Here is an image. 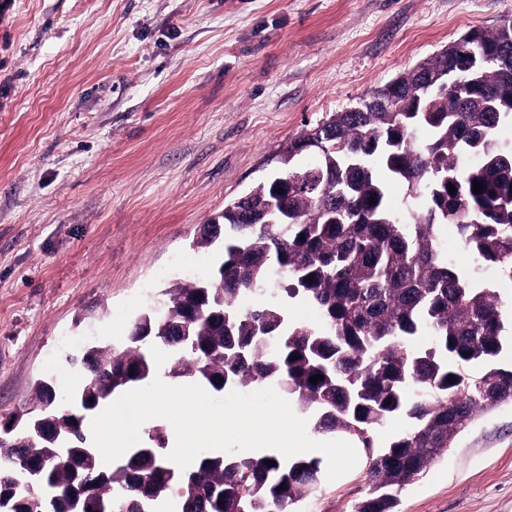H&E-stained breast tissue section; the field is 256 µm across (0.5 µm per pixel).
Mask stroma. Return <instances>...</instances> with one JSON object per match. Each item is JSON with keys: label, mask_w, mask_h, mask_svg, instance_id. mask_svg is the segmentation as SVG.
Wrapping results in <instances>:
<instances>
[{"label": "stroma", "mask_w": 512, "mask_h": 512, "mask_svg": "<svg viewBox=\"0 0 512 512\" xmlns=\"http://www.w3.org/2000/svg\"><path fill=\"white\" fill-rule=\"evenodd\" d=\"M512 0H0V421L69 357L206 276L202 224L280 149ZM364 462L305 512H352ZM399 512H512V403L481 414Z\"/></svg>", "instance_id": "35a3bbf8"}]
</instances>
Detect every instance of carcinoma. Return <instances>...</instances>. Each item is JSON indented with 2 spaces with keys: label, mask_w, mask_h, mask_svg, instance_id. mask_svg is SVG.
<instances>
[{
  "label": "carcinoma",
  "mask_w": 512,
  "mask_h": 512,
  "mask_svg": "<svg viewBox=\"0 0 512 512\" xmlns=\"http://www.w3.org/2000/svg\"><path fill=\"white\" fill-rule=\"evenodd\" d=\"M509 123L511 21L471 29L290 141L279 175L301 174L310 187L288 199V221L236 224L239 205L224 207L196 237L209 247L224 234L209 276L172 284L164 311L137 316L123 342L85 351L70 402L36 383L32 411L72 438L0 439V468L49 460L38 485L22 468L0 480V512H302L322 485L317 456L207 451L182 470L155 425L102 466L86 420L158 373L216 393L275 388L314 431L362 448L369 490L353 512H394L397 494L477 414L512 402V366L499 363L507 305L494 284L448 260L435 233L455 225L476 266L512 283V141L500 137ZM319 137L315 159L306 145ZM393 182L409 195L400 211L388 203ZM295 301L316 308L320 324L293 321ZM416 336L430 342L414 347ZM475 363L489 369L473 376ZM397 418L405 427L378 445Z\"/></svg>",
  "instance_id": "cac0c4a2"
}]
</instances>
